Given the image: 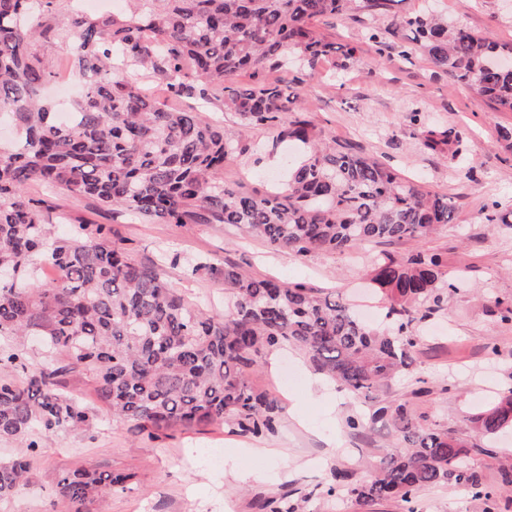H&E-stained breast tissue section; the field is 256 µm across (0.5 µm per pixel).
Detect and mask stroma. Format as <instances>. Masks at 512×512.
<instances>
[{
  "mask_svg": "<svg viewBox=\"0 0 512 512\" xmlns=\"http://www.w3.org/2000/svg\"><path fill=\"white\" fill-rule=\"evenodd\" d=\"M428 8L488 41L512 44V0H393L389 12L372 22L383 37L381 50L360 40V18L319 20L326 39L355 53L344 63L320 60L314 76L298 86L300 105L319 135L350 143L390 163L405 179L451 197L452 223L425 240L370 243L345 253L301 258L243 237L229 224H148L58 189L33 185L28 193L41 199L54 236L71 237L82 225H106L132 260L161 269L170 288L189 304L215 314L226 310L224 287L206 267L230 263L257 277L273 276L342 296L375 324L384 303L368 279L380 254H442L449 274H463L464 281L440 307L415 312L411 367L381 397L409 405L424 428L481 445L473 463L486 485L498 492L489 505L452 485L429 487L416 497L417 512H512V487L501 479L512 461V428L484 436L473 433L470 422L474 413L512 388V323L494 312L497 303H512V226L485 220L492 203L512 208V150L500 144L501 133L512 128V112L495 110L421 55L403 57L394 50V43L412 41L400 19ZM428 126L458 136L465 147L463 158L424 150L420 133ZM245 134L260 150L228 157L225 183L263 193L286 182L295 157L291 145L276 143L273 133L260 127ZM245 378L277 402L274 433L253 437L210 423L150 436L138 432L134 423L113 419L89 373L66 375L61 390L80 398L96 423L38 437L25 485L0 503V512H57L59 475L89 466L136 475L130 490L105 493V512H264V503L280 498L304 500L307 512H403L393 500L362 505L352 497L326 493L339 470L349 472L356 483L373 478L383 449L400 441L389 427L381 422L350 427L349 418L359 414L357 401L292 349L262 351ZM420 378L429 392L417 397L413 390ZM256 447L274 454L256 457Z\"/></svg>",
  "mask_w": 512,
  "mask_h": 512,
  "instance_id": "35a3bbf8",
  "label": "stroma"
}]
</instances>
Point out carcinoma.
I'll return each instance as SVG.
<instances>
[{
  "label": "carcinoma",
  "mask_w": 512,
  "mask_h": 512,
  "mask_svg": "<svg viewBox=\"0 0 512 512\" xmlns=\"http://www.w3.org/2000/svg\"><path fill=\"white\" fill-rule=\"evenodd\" d=\"M393 0H128L120 14L93 15L72 0H0V119L15 138L0 145V336H43L51 366L23 383L0 377V438L92 426L93 412L57 389L63 373L93 375L112 417L142 430L222 421L254 436L275 431L277 403L244 380L261 351L292 347L356 400L379 392L410 366L412 313L439 306L456 288L435 253L386 255L370 272L387 300V328L366 324L343 299L302 285L255 277L224 264L230 312L215 317L190 306L163 273L138 265L100 225L67 239L50 236L27 186L58 187L158 224H232L299 256L345 252L364 243L425 239L453 221L452 201L400 177L379 159L315 132L288 83L241 85V73L312 67L336 53L315 28L320 18L374 17ZM401 25L428 61L468 84L501 112H512V45L487 41L442 17H405ZM73 45L83 83L73 119L57 120L43 88L54 66L39 41ZM134 70L141 81L118 76ZM179 95L194 81L242 129L267 128L304 149L287 190L261 195L224 184V160L252 150L245 135L206 120L199 108L173 110L146 79ZM421 145L461 153L448 130L429 127ZM56 267L41 283L31 258ZM384 421L401 437L385 449L373 480L354 486L336 472L327 493L364 504L394 500L415 512L416 494L453 484L487 503L494 492L471 463L473 444L420 428L405 404H379L357 428ZM472 429L512 427V388L475 413ZM32 453L0 463V502L25 481ZM135 474L110 469L63 472L59 512H99L106 490L129 488Z\"/></svg>",
  "instance_id": "carcinoma-1"
}]
</instances>
